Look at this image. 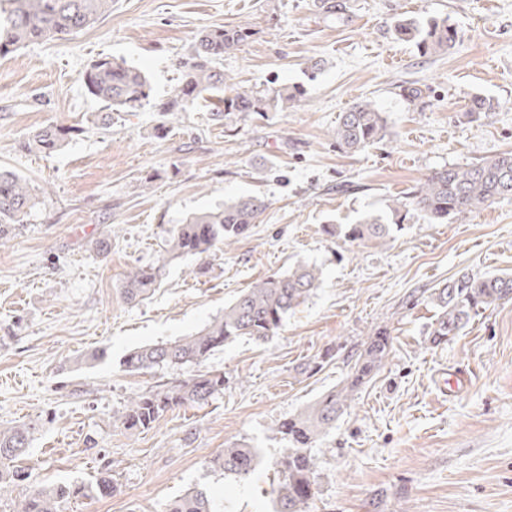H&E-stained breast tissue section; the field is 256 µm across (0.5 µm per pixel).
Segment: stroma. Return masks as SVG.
Returning a JSON list of instances; mask_svg holds the SVG:
<instances>
[{
    "label": "stroma",
    "mask_w": 512,
    "mask_h": 512,
    "mask_svg": "<svg viewBox=\"0 0 512 512\" xmlns=\"http://www.w3.org/2000/svg\"><path fill=\"white\" fill-rule=\"evenodd\" d=\"M335 2L329 16L321 0H114L85 31L0 58V167L42 199L0 247V428L36 425L21 462L29 478L0 498V512L44 484L104 471L112 496L66 512H165L193 488L219 512H276L275 463L287 446L278 423L338 385L380 328L388 358L313 450L314 512H512V301L481 311L447 345L426 340L432 289L465 273H512V200L445 224L409 219L384 247L326 232L385 209L432 170L512 151V0ZM402 16L448 19L458 39L422 55L395 36ZM232 25L255 35L224 56L225 74L248 88L301 85L303 96L230 133L203 101L163 123L155 106L199 33ZM102 56L152 86L151 105L120 113L107 132L81 81ZM412 85L425 109L403 100ZM477 96L498 109L470 113ZM364 99L387 135L344 153L338 118ZM49 124L84 132L49 156L24 149ZM253 193L268 207L249 234L171 263L150 298H124V278L164 254L169 228ZM300 262L320 268L321 285L266 343L236 340L199 367H122L136 347L199 331L241 290ZM101 349L106 359L79 366ZM314 361L319 370H308ZM201 369L224 375L208 404L125 429L129 401ZM237 443L259 453L244 482L210 466Z\"/></svg>",
    "instance_id": "1"
}]
</instances>
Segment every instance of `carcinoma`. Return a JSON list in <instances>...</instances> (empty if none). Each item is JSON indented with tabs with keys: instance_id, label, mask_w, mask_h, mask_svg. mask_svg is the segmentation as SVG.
Listing matches in <instances>:
<instances>
[{
	"instance_id": "cac0c4a2",
	"label": "carcinoma",
	"mask_w": 512,
	"mask_h": 512,
	"mask_svg": "<svg viewBox=\"0 0 512 512\" xmlns=\"http://www.w3.org/2000/svg\"><path fill=\"white\" fill-rule=\"evenodd\" d=\"M12 7L0 22V56H6L36 41L59 39L85 30L112 12V0H11ZM394 31L399 39L413 42L423 54H439L451 49L456 31L448 20L402 17ZM255 35L249 26H219L200 33L182 74L167 101L157 111L167 120L178 118L197 100L223 96L224 119L262 118L281 112L298 101L303 90L280 84L262 89L243 88L228 83L217 66L224 54L247 44ZM82 81L88 93L103 103L107 113L100 117L101 129L112 127V113L134 112L150 104L152 87L138 68L101 57L85 70ZM386 120L375 103L360 100L342 113L334 135L336 145L345 151H363L381 141ZM78 126H46L29 136L26 147L34 153L50 154L69 139L80 135ZM512 198V152L461 167L436 169L401 199L388 206V213L374 215L345 227L329 225L326 233L343 236L351 242H371L383 246L404 229L407 215L419 216L427 224H444L449 219L476 211L502 198ZM39 204V196L19 174L0 168V244L8 238L12 225L21 224ZM267 201L259 195L240 196L215 208L196 212L169 231V247L161 263L129 273L122 294L130 302L145 300L160 285L161 271L167 264L188 256L209 253L247 235ZM318 267L299 264L281 274L263 278L224 307L195 334L165 344L143 345L123 361L128 371L177 368L199 365L224 345L240 337L266 342L280 330L284 319L306 302L318 288ZM512 300V274L461 278L436 288L430 294L437 308L427 329V341L434 347L450 343L468 325L472 315L502 301ZM390 337L378 331L368 338L363 353L341 385L320 395L303 412L283 420L277 431L288 448L276 461L279 482L277 512H311L317 493V464L312 448L350 408L354 395L389 356ZM224 390V375L201 371L187 379H176L138 395L122 415L128 430L145 429L164 413L184 405H205ZM32 424L24 423L0 430V498L6 488L24 482L28 473L18 465L30 445ZM256 449L248 445L225 448L215 455L212 467L239 481H246L255 468ZM112 477L104 475L91 482H68L34 490L13 508V512H65L73 499L112 495ZM165 512H216L206 492L195 489L170 501Z\"/></svg>"
}]
</instances>
